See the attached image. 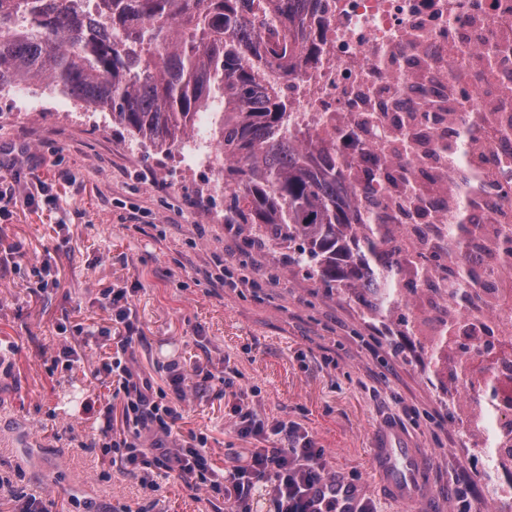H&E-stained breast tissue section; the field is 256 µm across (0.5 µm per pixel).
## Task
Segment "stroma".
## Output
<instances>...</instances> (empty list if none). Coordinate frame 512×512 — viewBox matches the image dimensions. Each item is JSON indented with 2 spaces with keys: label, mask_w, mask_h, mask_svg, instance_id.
Instances as JSON below:
<instances>
[{
  "label": "stroma",
  "mask_w": 512,
  "mask_h": 512,
  "mask_svg": "<svg viewBox=\"0 0 512 512\" xmlns=\"http://www.w3.org/2000/svg\"><path fill=\"white\" fill-rule=\"evenodd\" d=\"M71 115H64V108ZM188 149H160L116 126L109 113L86 112L50 83L0 91V478L42 496L56 512L107 505L115 512H214L205 494L190 495L174 477L155 478L113 465L91 445L112 405L101 362L112 343L102 298L135 288L142 332L138 367L166 386L171 362H199L215 377L237 369V388L259 417L293 421L326 451L330 474L367 489L377 512H458L457 488L488 498L486 470L460 443L448 400L469 393L450 371L435 373L417 339L396 320L369 316L357 297L327 292L285 251L263 246L276 275L259 291L209 290L195 282L211 253L230 251L211 212L223 200L201 194L223 167L189 164ZM50 200L31 205L37 182ZM167 227L165 240L155 225ZM83 325L69 341L82 357L70 370L52 359L66 342L60 326ZM233 396L217 386L189 392L176 432L205 433L218 467L243 464L255 440L237 437ZM413 406L416 416L404 415ZM403 423L427 456L429 498L418 510L383 499L375 488L372 442L385 421Z\"/></svg>",
  "instance_id": "obj_1"
}]
</instances>
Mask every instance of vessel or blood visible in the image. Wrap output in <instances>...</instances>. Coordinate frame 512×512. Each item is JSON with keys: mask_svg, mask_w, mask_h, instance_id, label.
<instances>
[{"mask_svg": "<svg viewBox=\"0 0 512 512\" xmlns=\"http://www.w3.org/2000/svg\"><path fill=\"white\" fill-rule=\"evenodd\" d=\"M373 456L380 494L396 503H417L428 494V462L398 424H381L374 436ZM325 500L335 501L338 512H358L364 499L361 488L342 479L328 480L320 488Z\"/></svg>", "mask_w": 512, "mask_h": 512, "instance_id": "b4317fda", "label": "vessel or blood"}]
</instances>
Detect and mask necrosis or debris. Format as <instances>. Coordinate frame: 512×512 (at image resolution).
<instances>
[{
	"instance_id": "obj_1",
	"label": "necrosis or debris",
	"mask_w": 512,
	"mask_h": 512,
	"mask_svg": "<svg viewBox=\"0 0 512 512\" xmlns=\"http://www.w3.org/2000/svg\"><path fill=\"white\" fill-rule=\"evenodd\" d=\"M289 77L269 73L286 101L289 129L337 139L336 156L357 197L375 157L390 177L377 194L397 237L416 252L428 225L447 223L458 198L447 184L480 173L485 200L512 225V0H302ZM486 251L477 287L489 309L453 316L451 340L495 353L496 411L512 419V271Z\"/></svg>"
}]
</instances>
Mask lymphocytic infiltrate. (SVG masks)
<instances>
[{"label":"lymphocytic infiltrate","instance_id":"lymphocytic-infiltrate-1","mask_svg":"<svg viewBox=\"0 0 512 512\" xmlns=\"http://www.w3.org/2000/svg\"><path fill=\"white\" fill-rule=\"evenodd\" d=\"M205 279L221 288H266L273 274L255 277L251 268L233 273L227 258L215 257ZM116 322L124 335L113 337L112 353L102 363L111 376L114 395L122 406L125 428L113 431V411L105 409L100 428L103 447L113 449L124 467L156 470L174 477L191 491L205 493L208 500L227 501L231 512H251L249 504L254 479L266 480L276 502V512H321L317 492L329 480L324 448L300 424L288 421L268 423L241 405H234V431L238 438L259 441L246 464L232 471L216 467L208 450L206 434L185 441L174 438L173 429L191 389L206 385L213 375L200 365L173 363L167 388L156 387L136 365L133 344L141 330L129 291L117 288L105 293Z\"/></svg>","mask_w":512,"mask_h":512}]
</instances>
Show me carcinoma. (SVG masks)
<instances>
[{"instance_id":"obj_1","label":"carcinoma","mask_w":512,"mask_h":512,"mask_svg":"<svg viewBox=\"0 0 512 512\" xmlns=\"http://www.w3.org/2000/svg\"><path fill=\"white\" fill-rule=\"evenodd\" d=\"M238 2L0 0V91L48 79L160 148L182 144L207 112L224 154V223L246 224L252 239L270 244L300 241L288 262L327 289L363 294L375 316L397 318L409 335L408 298L426 292L403 287L409 278L426 285L446 269V301L478 310L480 257L470 237L493 215L462 205L412 258L393 240L385 211H363L352 222L336 143L288 134L285 102L250 59L266 21L243 17ZM496 246L512 256L511 228L502 227ZM426 350L434 367L448 361V331ZM470 361L478 362L487 395L475 427L489 438L497 387L490 359Z\"/></svg>"}]
</instances>
